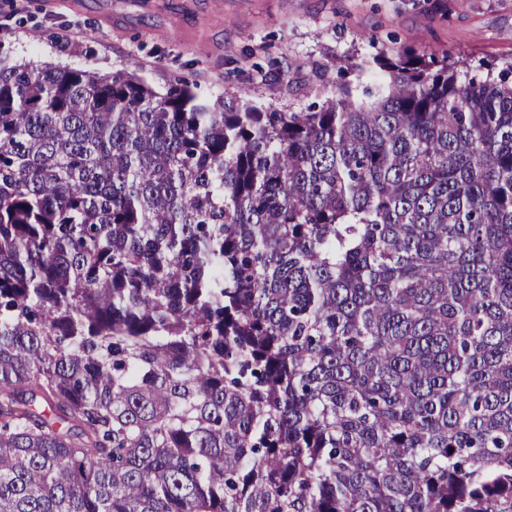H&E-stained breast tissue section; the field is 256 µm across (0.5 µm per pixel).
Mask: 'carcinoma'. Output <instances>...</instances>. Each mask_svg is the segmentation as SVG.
<instances>
[{
  "label": "carcinoma",
  "mask_w": 512,
  "mask_h": 512,
  "mask_svg": "<svg viewBox=\"0 0 512 512\" xmlns=\"http://www.w3.org/2000/svg\"><path fill=\"white\" fill-rule=\"evenodd\" d=\"M378 64L0 60V512H512V61Z\"/></svg>",
  "instance_id": "obj_1"
}]
</instances>
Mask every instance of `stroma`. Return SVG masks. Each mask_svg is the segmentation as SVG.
Instances as JSON below:
<instances>
[{
    "label": "stroma",
    "instance_id": "35a3bbf8",
    "mask_svg": "<svg viewBox=\"0 0 512 512\" xmlns=\"http://www.w3.org/2000/svg\"><path fill=\"white\" fill-rule=\"evenodd\" d=\"M446 53L490 69L512 56V0H0V58L107 74L204 101L298 111L324 100L311 67L352 60L377 89L380 53Z\"/></svg>",
    "mask_w": 512,
    "mask_h": 512
}]
</instances>
